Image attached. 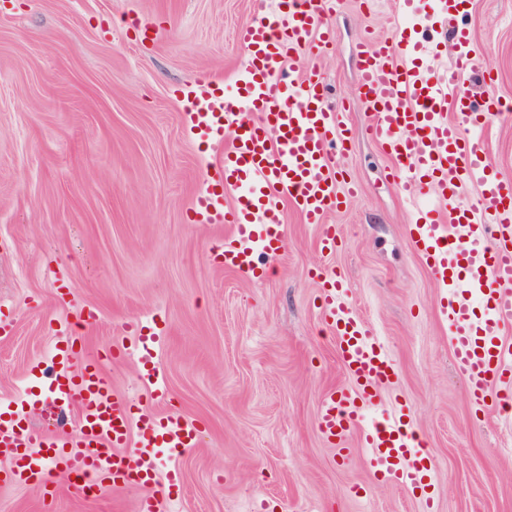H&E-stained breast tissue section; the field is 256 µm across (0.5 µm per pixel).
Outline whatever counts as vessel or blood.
Instances as JSON below:
<instances>
[{
	"label": "vessel or blood",
	"mask_w": 512,
	"mask_h": 512,
	"mask_svg": "<svg viewBox=\"0 0 512 512\" xmlns=\"http://www.w3.org/2000/svg\"><path fill=\"white\" fill-rule=\"evenodd\" d=\"M331 0H254L253 18L236 35L245 53L234 90L218 94L212 81L198 82L187 95L188 119L198 139L227 142L224 177L195 197L191 210L200 224L222 221L232 234L224 240V265L258 274L260 254L283 249L285 204L304 223L321 225L322 251L335 252L341 237L327 215L354 197L333 157L346 141L339 113L327 100L317 67L295 72L286 61L300 52H323L330 42ZM404 24L388 38L368 37L357 48L361 78L358 97L369 117L370 136L391 161L389 177L414 204L410 239L435 278L447 288L441 312L448 322L454 362L466 379L469 397L486 406L492 385L512 382V347L499 337L512 323V180L486 161L481 142L467 125L495 115L511 121L512 110L488 97L471 99L466 76L492 75L468 50L470 34L455 30V51L446 70L422 61L423 45L413 40L408 21H421L415 0H401ZM461 118L449 120L448 108ZM478 181L479 194L463 189ZM237 191L225 207L226 188ZM321 314L336 338L338 358L355 380L354 389L330 391L321 402L317 426L328 440L358 433L370 467L411 485L426 479L430 457L424 441L403 416H378L364 423L376 389L397 374L383 345L349 304L342 271L321 273ZM482 310H475L473 296ZM153 339L137 336L118 355L135 350L139 378L157 387L150 353ZM59 365L51 379L55 399L79 411L77 434L22 425L17 412L0 414V454L16 457L13 484H43L59 469L78 490L101 492L105 485L144 487L138 512H160L179 486L178 467L159 473L157 456L176 458L196 446L195 420L136 407L107 377L102 352L89 351L83 337L57 346Z\"/></svg>",
	"instance_id": "b4317fda"
}]
</instances>
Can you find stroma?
Here are the masks:
<instances>
[{"label":"stroma","mask_w":512,"mask_h":512,"mask_svg":"<svg viewBox=\"0 0 512 512\" xmlns=\"http://www.w3.org/2000/svg\"><path fill=\"white\" fill-rule=\"evenodd\" d=\"M251 16L252 0H0V402L19 400L24 420L43 425L53 347L90 309L89 350L131 340L133 323L162 339L163 398L130 359L105 360L112 386L201 423V446L178 457L180 512H512V411L472 407L446 291L411 246V209L358 103L356 46L393 33L397 0H341L317 61L330 100L346 106L336 162L358 186L328 217L342 248L321 252L318 227L286 207L285 246L257 279L215 259L226 225L191 221L224 147L194 135L186 92L202 78L231 82L244 60L236 30ZM466 24L495 79L469 76V95L512 101V0H470ZM474 134L512 177V122ZM332 267L398 368L378 409L407 407L431 455L427 493L376 479L361 448L316 428L321 401L349 382L314 278ZM50 481L0 482V512H137L143 494L108 487L89 502L65 472Z\"/></svg>","instance_id":"obj_1"}]
</instances>
